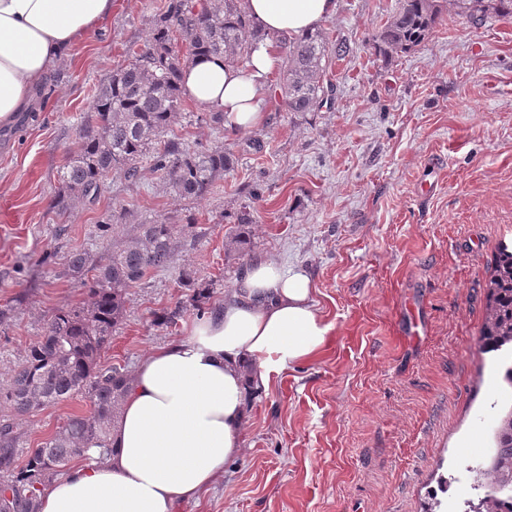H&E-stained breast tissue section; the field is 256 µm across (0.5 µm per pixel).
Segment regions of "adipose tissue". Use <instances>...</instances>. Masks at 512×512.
<instances>
[{"mask_svg": "<svg viewBox=\"0 0 512 512\" xmlns=\"http://www.w3.org/2000/svg\"><path fill=\"white\" fill-rule=\"evenodd\" d=\"M338 0H247L253 22L299 35L321 26ZM113 0H0V124L27 106L49 66L112 14ZM279 65L270 42L241 67L202 57L181 77L183 96L224 114V126L263 124ZM308 275L274 260L250 264L221 309L189 337L138 365L110 429L112 455L78 461L45 491L41 512H173L198 498L241 451L246 407L271 376L327 342Z\"/></svg>", "mask_w": 512, "mask_h": 512, "instance_id": "ef3b65f1", "label": "adipose tissue"}]
</instances>
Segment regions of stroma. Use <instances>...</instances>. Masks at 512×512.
Wrapping results in <instances>:
<instances>
[{
    "label": "stroma",
    "instance_id": "obj_1",
    "mask_svg": "<svg viewBox=\"0 0 512 512\" xmlns=\"http://www.w3.org/2000/svg\"><path fill=\"white\" fill-rule=\"evenodd\" d=\"M164 3L115 0L0 126V383L56 309L86 302L66 272L72 252L102 262L164 220L173 262L131 289L103 363L131 373L186 338L258 259L304 270L331 327L320 352L255 394L241 454L176 512H428L436 499L463 512L477 497L467 456L491 449L512 403V354L478 346L485 282L500 247L512 250V16L444 6L425 44L387 62L372 35L400 0H339L323 28L350 52L330 65L320 111L282 110L276 85L266 123L230 134L185 101L175 134L232 160L210 196L187 203L146 165L133 183L112 172L98 204L58 215L59 173L94 89L148 40ZM186 271L212 285L203 309ZM177 305V325L157 323ZM86 409L77 396L16 423L33 447Z\"/></svg>",
    "mask_w": 512,
    "mask_h": 512
}]
</instances>
